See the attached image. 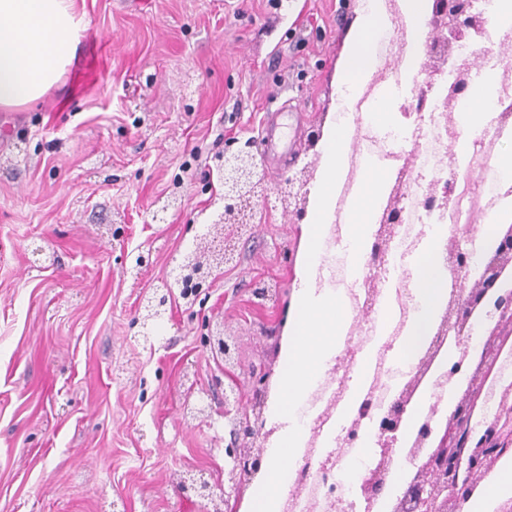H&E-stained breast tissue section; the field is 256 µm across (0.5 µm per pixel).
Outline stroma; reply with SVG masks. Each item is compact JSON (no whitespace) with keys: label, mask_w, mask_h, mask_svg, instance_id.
Wrapping results in <instances>:
<instances>
[{"label":"stroma","mask_w":512,"mask_h":512,"mask_svg":"<svg viewBox=\"0 0 512 512\" xmlns=\"http://www.w3.org/2000/svg\"><path fill=\"white\" fill-rule=\"evenodd\" d=\"M75 57L0 108V512H204L224 491V362L289 336L306 218L279 200L321 150L362 0H75ZM298 137L264 170L258 226L194 299L176 269L224 208L219 160L264 157L268 113ZM280 298L256 303L266 282ZM167 296L162 318L148 298ZM206 412L190 417L193 406ZM213 345L214 349L217 354L220 355L221 358L224 357V376L227 380L233 379V383L236 385L237 390L241 389L239 388L237 384V376L235 375V369L240 365L239 362V352H240V346L238 345V341L240 340L241 336H237L236 339L224 337L223 329L220 327L216 328L215 332H213ZM231 342V344L229 343ZM216 344L218 349H216ZM234 355V359H233ZM233 374L235 376H233ZM232 377V378H231ZM230 378V379H229Z\"/></svg>","instance_id":"35a3bbf8"}]
</instances>
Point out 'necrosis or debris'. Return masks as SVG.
I'll list each match as a JSON object with an SVG mask.
<instances>
[{"instance_id": "4bbe7bcc", "label": "necrosis or debris", "mask_w": 512, "mask_h": 512, "mask_svg": "<svg viewBox=\"0 0 512 512\" xmlns=\"http://www.w3.org/2000/svg\"><path fill=\"white\" fill-rule=\"evenodd\" d=\"M373 6L388 19L375 47L377 63L362 83L338 88L336 119L356 145L344 159L346 178H359L369 160L384 175L370 223L372 242L387 259L381 271L371 270V250L353 251L342 224L325 225L314 284L344 302L343 348L326 360L295 406L300 441L276 497L278 512H394L412 471L428 454L430 433L444 426L455 392L465 387L470 363L482 353L476 336L497 307L495 299H484L465 331H440L449 309L465 299V284L478 277L489 248L499 243L501 230L512 225V180L496 165L503 140L512 136V65L506 62L512 26L498 28L495 56L478 62L472 48L460 49L456 66L441 78L442 85L470 88L486 72L494 74L490 126L468 140L457 119L462 98L425 90L402 69L428 51L427 29H409L398 0H374ZM384 96L405 102L418 97L422 107L381 126L372 114ZM396 200L400 220L389 226L384 216ZM432 224L445 229L436 253L450 273L448 293L428 335L410 349L414 288ZM465 245L473 259L465 270L454 271L453 256ZM401 399L406 407L398 440L385 456L379 439L393 402ZM372 473L387 489L366 499L359 484Z\"/></svg>"}]
</instances>
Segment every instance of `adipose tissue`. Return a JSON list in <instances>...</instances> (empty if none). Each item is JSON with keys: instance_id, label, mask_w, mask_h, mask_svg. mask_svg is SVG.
I'll return each mask as SVG.
<instances>
[{"instance_id": "1", "label": "adipose tissue", "mask_w": 512, "mask_h": 512, "mask_svg": "<svg viewBox=\"0 0 512 512\" xmlns=\"http://www.w3.org/2000/svg\"><path fill=\"white\" fill-rule=\"evenodd\" d=\"M82 20L75 12V0H0V107L10 108L39 100L55 85L72 63ZM384 26L373 11H364L342 71V80L353 86L374 63L373 43ZM347 140L341 124H332L322 145V176L314 188L315 205L308 222L306 267L320 258L321 226L326 223L329 206L336 192ZM448 288V273L435 262L424 266L414 290L418 313L412 338L427 333L435 309ZM298 321L295 339L288 351L282 382L284 400L276 413L285 422L300 398L305 385L318 368L338 348L337 332L343 308L337 297L298 287ZM297 432L287 426L281 447L273 449L264 485L255 489L252 512H274L273 496L280 486L286 460L296 446Z\"/></svg>"}]
</instances>
